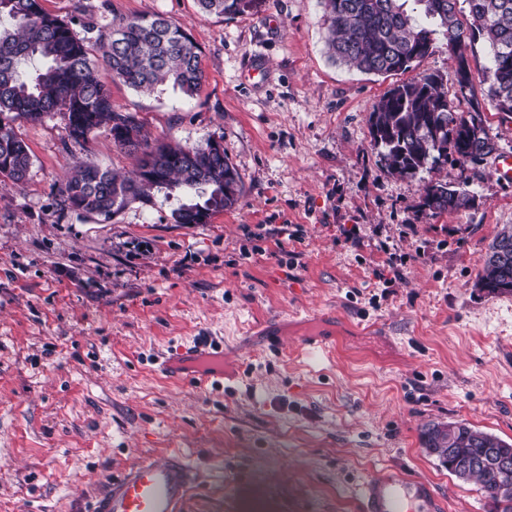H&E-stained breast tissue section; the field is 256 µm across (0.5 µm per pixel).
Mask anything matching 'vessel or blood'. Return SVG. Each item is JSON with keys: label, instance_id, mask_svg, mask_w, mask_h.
Listing matches in <instances>:
<instances>
[{"label": "vessel or blood", "instance_id": "vessel-or-blood-1", "mask_svg": "<svg viewBox=\"0 0 512 512\" xmlns=\"http://www.w3.org/2000/svg\"><path fill=\"white\" fill-rule=\"evenodd\" d=\"M161 373L174 380L207 385L223 373V354L197 339L163 358ZM195 484L191 461L169 452L134 462L111 475L83 512H185ZM361 512H439L428 480L396 465L363 481L357 490Z\"/></svg>", "mask_w": 512, "mask_h": 512}]
</instances>
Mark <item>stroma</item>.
I'll return each mask as SVG.
<instances>
[{
  "label": "stroma",
  "mask_w": 512,
  "mask_h": 512,
  "mask_svg": "<svg viewBox=\"0 0 512 512\" xmlns=\"http://www.w3.org/2000/svg\"><path fill=\"white\" fill-rule=\"evenodd\" d=\"M161 13L200 48L191 97L122 82L112 101L154 141L210 140L243 196L183 226L179 196L153 191L111 218L60 210L74 160L128 173L97 131L64 143L61 114L12 126L32 167L0 189V512H75L124 465L193 457L186 512H359L356 487L398 464L429 480L445 512H498L480 486L427 453L425 427L464 421L512 443V294L478 286L512 225V115L476 85L497 154L439 179L477 208L426 216L430 178L392 176L368 118L418 71L455 80L443 40L391 76L332 62L319 0H265L256 15L203 14L197 0H41L69 20ZM224 344L223 380L160 375L157 358L199 337ZM322 337L324 348L307 345Z\"/></svg>",
  "instance_id": "stroma-1"
}]
</instances>
